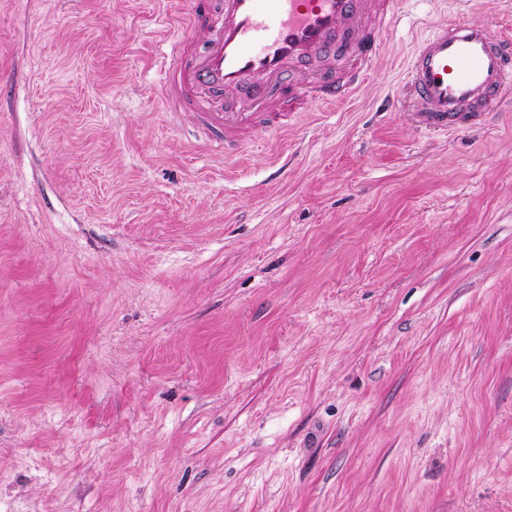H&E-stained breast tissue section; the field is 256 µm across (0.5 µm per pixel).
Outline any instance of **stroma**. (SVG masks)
<instances>
[{
	"label": "stroma",
	"mask_w": 512,
	"mask_h": 512,
	"mask_svg": "<svg viewBox=\"0 0 512 512\" xmlns=\"http://www.w3.org/2000/svg\"><path fill=\"white\" fill-rule=\"evenodd\" d=\"M167 0H0V512H512V112L351 105L219 162Z\"/></svg>",
	"instance_id": "35a3bbf8"
}]
</instances>
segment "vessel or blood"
Returning <instances> with one entry per match:
<instances>
[{
  "label": "vessel or blood",
  "instance_id": "vessel-or-blood-1",
  "mask_svg": "<svg viewBox=\"0 0 512 512\" xmlns=\"http://www.w3.org/2000/svg\"><path fill=\"white\" fill-rule=\"evenodd\" d=\"M402 0H194L177 25L162 96L193 117L212 154L288 127L306 98L354 100ZM209 38L197 46L192 30ZM417 116L445 131L512 102V33L485 21L444 20L407 62Z\"/></svg>",
  "mask_w": 512,
  "mask_h": 512
}]
</instances>
